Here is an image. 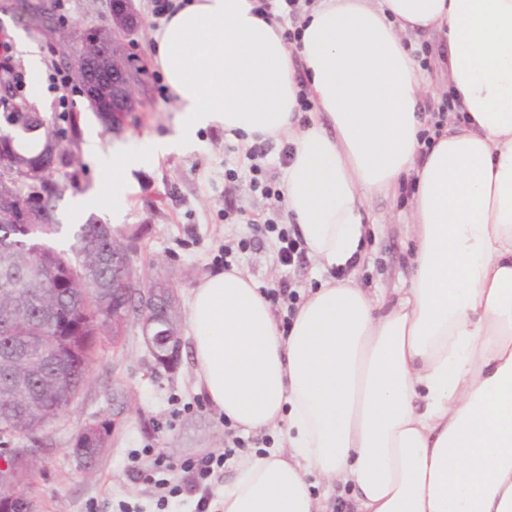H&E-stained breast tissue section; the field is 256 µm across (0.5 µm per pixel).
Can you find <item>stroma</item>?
Returning <instances> with one entry per match:
<instances>
[{
  "label": "stroma",
  "instance_id": "35a3bbf8",
  "mask_svg": "<svg viewBox=\"0 0 512 512\" xmlns=\"http://www.w3.org/2000/svg\"><path fill=\"white\" fill-rule=\"evenodd\" d=\"M55 26L33 21L18 10L17 0H0V60L18 61V81L11 91L16 103L32 106L46 116V128L75 162L57 164L52 175L61 188L54 199L57 223H72L75 197L93 195L82 222L111 223L112 186L100 163L87 153L88 139H98L103 153L113 145L143 134L170 133L175 119L172 95L153 62L152 33L160 25L155 0H136L143 25L127 38L133 63L141 69L144 91L133 119L107 131L91 112L71 80L68 50L77 49L85 31L107 24V0H53ZM22 30L37 44L44 67L32 77L21 66L13 45V30ZM69 81L56 90L52 77ZM75 116L68 126L66 116ZM247 150L223 129L198 132L184 151L149 160L127 174L130 207L118 230L133 247V262L141 279L168 278L187 315L191 292L198 280L224 266V247L250 237L246 217L268 213L278 203L251 191ZM236 169L237 182L225 177ZM366 217L376 225L357 271L363 287L393 292L409 285L411 269V201L379 195ZM233 263L262 287L292 279L302 292L316 287L323 274L312 256L291 268L279 265L273 238L263 237ZM193 331L183 329L181 357L176 370L155 365L138 327H130L120 343L102 337L90 363L88 380L66 411L42 427L35 449L34 472L26 490L30 512H196V495L183 493L158 509L144 476L157 457L174 464L197 461L224 450V417L195 385L192 362ZM110 421L112 435L92 470H83L71 454L76 435L88 424Z\"/></svg>",
  "mask_w": 512,
  "mask_h": 512
}]
</instances>
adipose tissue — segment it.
Wrapping results in <instances>:
<instances>
[{"label":"adipose tissue","mask_w":512,"mask_h":512,"mask_svg":"<svg viewBox=\"0 0 512 512\" xmlns=\"http://www.w3.org/2000/svg\"><path fill=\"white\" fill-rule=\"evenodd\" d=\"M257 0H180L154 33L172 133L113 151L112 220L129 169L223 128L243 146L288 139L285 212L325 277L281 328L239 268L189 303L196 385L242 431L278 446L241 457L218 512H327L317 483L352 485V512H512V0H317L288 43ZM442 38L449 117L428 155L433 91L405 44ZM314 105L303 113L299 93ZM413 274L393 295L358 266L366 204L405 179Z\"/></svg>","instance_id":"ef3b65f1"}]
</instances>
